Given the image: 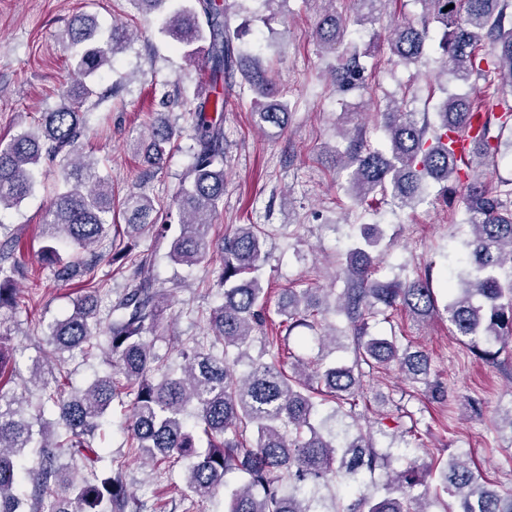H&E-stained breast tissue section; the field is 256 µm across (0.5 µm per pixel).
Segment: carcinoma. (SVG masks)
Listing matches in <instances>:
<instances>
[{
  "label": "carcinoma",
  "mask_w": 512,
  "mask_h": 512,
  "mask_svg": "<svg viewBox=\"0 0 512 512\" xmlns=\"http://www.w3.org/2000/svg\"><path fill=\"white\" fill-rule=\"evenodd\" d=\"M143 14L161 12L159 32L170 37L184 57L201 64L206 78L196 93L193 163L171 206L179 234L157 223L153 201L133 192L115 205L112 184L96 172L85 155L88 100L96 95L86 79L112 67L131 33L114 26L103 36L92 18L68 27L74 48L76 83L56 108L44 112L36 128H24L0 140V211L32 195L36 170L61 166L62 187L44 212L47 228L40 248L41 265L59 280L94 269V247L118 220L125 222V245L113 251L111 263L125 275L123 293L107 317H98L103 284L90 277L72 309L54 320L46 333L52 355L95 349L112 369L82 390L66 384H41L36 413L29 415L23 398L4 390L12 374L6 338L0 336V512H158V507L129 492L126 462L113 458L107 472L96 463L104 449L94 446L106 412L116 404L129 411V447L145 467L181 466L187 491L201 500L224 494V512H512V491L501 493L477 481L468 454L448 455L442 466L418 463L409 447L378 446L357 424L355 408L367 400L364 378L391 365L412 385L437 393L430 379L428 356L402 342L396 332L378 336L371 322L391 312L422 322L441 313L452 333L479 359L495 363L512 343V180L491 179L489 168L503 155L500 136L512 127V0H419L425 14L442 30L440 76L470 85L490 60L503 95V111L486 115L472 152L455 150L451 134L481 111L469 93L445 92L436 104L437 120L418 117L406 102L388 100L379 113L387 148L364 143L360 126L344 133L350 140L336 162L352 169L348 193L359 206L376 197L398 208L423 203L429 184L436 199L452 201L456 183L466 185L463 198L467 233L461 241L459 268L449 278L448 300L439 305L430 271L413 278L379 277L374 252L383 240L379 224L359 225V236L339 255L337 276L346 284L333 288H285L276 303L279 328L270 320V292L255 275L266 260L265 232L258 224H238L220 238L211 228L224 200V77L239 70L255 94L253 121L261 130L282 134L288 126L287 104L278 100L269 73L258 61L235 50L230 10H244L245 0H130ZM323 8L313 30L319 48L337 55L331 82L339 89L363 84L361 53L345 43L350 23L374 26L388 0H354V19L336 12L335 0ZM450 10H445L448 5ZM429 28L412 20L397 22L387 37L388 61L417 65L427 55ZM179 130L159 119L147 140L136 145L147 172L162 169ZM156 243L169 242L170 258L194 266L219 257L220 303L207 319L209 343L195 339L178 345L180 370L154 352L147 335L157 331L171 304V289L150 275L153 254L135 251L145 231ZM15 240H0V310L19 305L14 259ZM335 294L334 311L349 325L351 362L292 357L283 348L288 335L308 328L319 348L336 343L325 327L320 294ZM261 345L257 358L246 347ZM235 348L248 360L239 372L224 361ZM334 403L331 413L320 406ZM244 475L229 485L225 475ZM383 471L385 482L372 495L355 490L366 475ZM437 481L431 486V481Z\"/></svg>",
  "instance_id": "obj_1"
}]
</instances>
